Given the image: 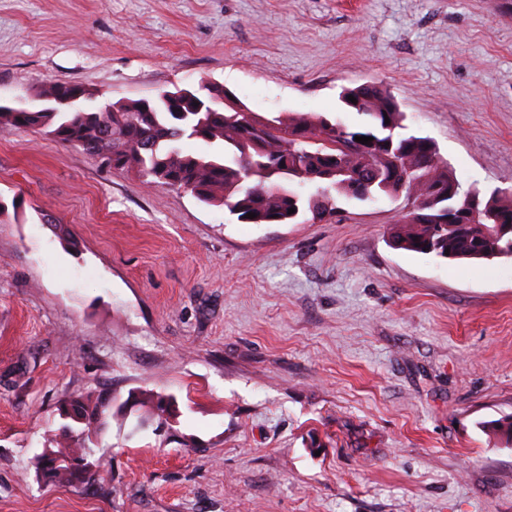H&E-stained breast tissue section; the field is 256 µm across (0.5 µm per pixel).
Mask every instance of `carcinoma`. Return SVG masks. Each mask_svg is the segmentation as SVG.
Listing matches in <instances>:
<instances>
[{
    "mask_svg": "<svg viewBox=\"0 0 512 512\" xmlns=\"http://www.w3.org/2000/svg\"><path fill=\"white\" fill-rule=\"evenodd\" d=\"M183 111H173L168 92L153 100L116 105L109 100L82 99L68 112L44 107L38 112H0V130L32 128L44 131L64 145L133 171L148 186L190 188L201 202L225 207L245 224H290L306 213L324 219L331 215L326 200L334 190L356 197L358 185L372 200L384 194L414 196L445 186L451 172L431 165L437 155L434 142L403 132V114L395 98L372 84L346 89L356 102L342 101L349 110L370 118L362 126L329 121L324 115L294 113L256 120L259 113L227 111L211 84L185 90ZM389 118L394 131L378 130L377 113ZM371 132L383 145L368 152L355 135ZM194 141L200 149L187 152L182 144ZM298 168L302 186L315 188L307 197L294 190L280 168ZM295 212L290 214L288 209ZM252 212L257 217L249 219ZM512 218V188L497 189L482 198L479 226L448 229L446 224L412 222L394 225L395 246L457 260L482 259L489 251L512 257V231L500 232L497 222ZM171 402L159 394L140 391L130 410L114 407L112 395L88 391L59 400L62 420L58 433L47 438L51 455L41 453L36 472L48 482L73 486L111 473L112 460L101 440L114 419L146 410L155 423L168 419ZM484 431L512 447V416L485 422Z\"/></svg>",
    "mask_w": 512,
    "mask_h": 512,
    "instance_id": "carcinoma-1",
    "label": "carcinoma"
}]
</instances>
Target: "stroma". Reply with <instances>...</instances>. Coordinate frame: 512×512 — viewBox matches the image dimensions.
Returning <instances> with one entry per match:
<instances>
[{
  "instance_id": "35a3bbf8",
  "label": "stroma",
  "mask_w": 512,
  "mask_h": 512,
  "mask_svg": "<svg viewBox=\"0 0 512 512\" xmlns=\"http://www.w3.org/2000/svg\"><path fill=\"white\" fill-rule=\"evenodd\" d=\"M224 86L349 125L389 91L463 188L512 186L505 0H0V99ZM243 224L36 129L0 131V512H512V258L391 244L404 196ZM129 417L111 478L37 479L60 399Z\"/></svg>"
}]
</instances>
